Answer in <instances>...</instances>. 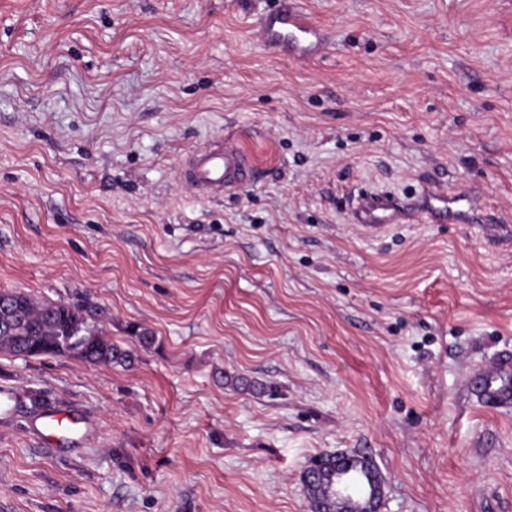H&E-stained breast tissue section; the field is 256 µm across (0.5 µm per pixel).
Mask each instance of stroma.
Masks as SVG:
<instances>
[{
    "mask_svg": "<svg viewBox=\"0 0 512 512\" xmlns=\"http://www.w3.org/2000/svg\"><path fill=\"white\" fill-rule=\"evenodd\" d=\"M300 5L330 32L306 62L252 39L274 0H0V291L132 353L0 352V512H308L337 451L380 512H512V407L465 390L512 351V237L351 211L456 186L512 225V0ZM224 139L257 180L188 189ZM32 390L80 443L41 440ZM341 455L343 459L336 469V453L312 458L304 472L310 512H336V472L349 475L355 486L364 489L371 497L376 489L378 470L363 455ZM349 463H347V461ZM319 461V462H318Z\"/></svg>",
    "mask_w": 512,
    "mask_h": 512,
    "instance_id": "35a3bbf8",
    "label": "stroma"
}]
</instances>
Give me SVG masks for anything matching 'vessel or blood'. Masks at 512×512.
Returning <instances> with one entry per match:
<instances>
[{
  "mask_svg": "<svg viewBox=\"0 0 512 512\" xmlns=\"http://www.w3.org/2000/svg\"><path fill=\"white\" fill-rule=\"evenodd\" d=\"M258 37L265 45L295 60L321 56L328 45L327 35L319 24L302 11L298 0H279L277 8L261 22ZM255 169L247 157L232 146H208L197 150L183 173V182L197 192L221 194L235 191L253 182ZM476 210L474 194L451 187L426 188L401 198L395 195L365 193L360 195L353 217L355 223L377 230L398 223L415 214L426 215L433 224H464ZM512 375V355L497 359L474 374V387L481 402L512 406V387L505 379ZM81 421L74 416L52 413L44 416L38 433L53 445L66 446L78 440Z\"/></svg>",
  "mask_w": 512,
  "mask_h": 512,
  "instance_id": "vessel-or-blood-1",
  "label": "vessel or blood"
}]
</instances>
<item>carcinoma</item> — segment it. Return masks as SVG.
<instances>
[{
  "mask_svg": "<svg viewBox=\"0 0 512 512\" xmlns=\"http://www.w3.org/2000/svg\"><path fill=\"white\" fill-rule=\"evenodd\" d=\"M12 306L0 308V351L15 356L72 357L90 365H126L132 353L112 343L97 313L82 305L10 293ZM312 458L304 472L310 512H336V473L350 476L356 487L373 495L378 470L365 456L349 453Z\"/></svg>",
  "mask_w": 512,
  "mask_h": 512,
  "instance_id": "obj_1",
  "label": "carcinoma"
}]
</instances>
